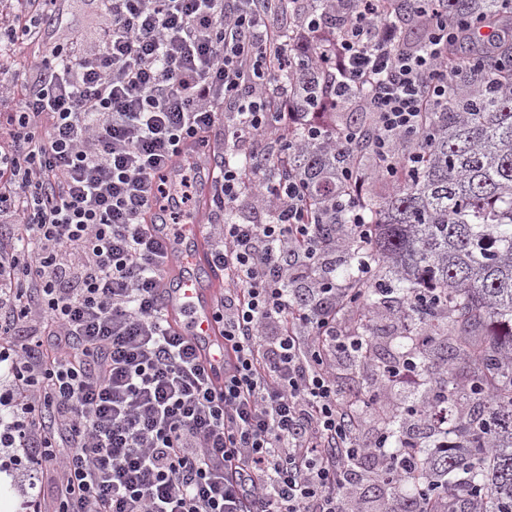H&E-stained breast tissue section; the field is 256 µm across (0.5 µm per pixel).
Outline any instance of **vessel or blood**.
<instances>
[{
	"mask_svg": "<svg viewBox=\"0 0 512 512\" xmlns=\"http://www.w3.org/2000/svg\"><path fill=\"white\" fill-rule=\"evenodd\" d=\"M161 218L156 209L148 215L164 254L154 290L156 304L175 332L190 342L211 378L223 380L224 338L214 318L223 270L207 253L209 228L200 219L173 225Z\"/></svg>",
	"mask_w": 512,
	"mask_h": 512,
	"instance_id": "obj_1",
	"label": "vessel or blood"
}]
</instances>
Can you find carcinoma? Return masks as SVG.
I'll list each match as a JSON object with an SVG mask.
<instances>
[{
	"label": "carcinoma",
	"mask_w": 512,
	"mask_h": 512,
	"mask_svg": "<svg viewBox=\"0 0 512 512\" xmlns=\"http://www.w3.org/2000/svg\"><path fill=\"white\" fill-rule=\"evenodd\" d=\"M456 18H493L499 0H445ZM453 75L448 102L423 113L431 134L418 171L381 200L365 198L373 234L364 259L390 269L407 293L431 290L447 311L448 348L466 362L429 380L432 393L447 401L445 434L459 441L431 460L419 454L415 468L392 484L407 500L421 487L439 485L427 512H512V40L493 43L486 56L461 68L448 55ZM280 90L316 105L313 120L334 131L340 112L315 84L297 85L290 73ZM299 169L309 185L311 210L347 197L336 179L340 163L316 143L305 148ZM432 341L403 336L400 356L428 373ZM489 388L493 399L467 413L457 405L474 396L471 385ZM495 442L487 458L482 448Z\"/></svg>",
	"instance_id": "obj_1"
}]
</instances>
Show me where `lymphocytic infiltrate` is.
Masks as SVG:
<instances>
[{
  "instance_id": "lymphocytic-infiltrate-1",
  "label": "lymphocytic infiltrate",
  "mask_w": 512,
  "mask_h": 512,
  "mask_svg": "<svg viewBox=\"0 0 512 512\" xmlns=\"http://www.w3.org/2000/svg\"><path fill=\"white\" fill-rule=\"evenodd\" d=\"M98 2L95 37L71 28L21 58L61 0H0V98L13 103L0 223L14 239L0 248V363L13 378L0 447L33 449V471H58L55 512H343L363 450L332 359L361 350L338 316L368 303L329 275L298 284L341 237L311 221L300 175L265 176L273 150H292L284 132L298 117L266 79L325 74L337 106L369 113L368 127L331 137L305 125L348 158L341 175L360 191L418 162L422 114L448 98V45L476 26L412 0L430 34L407 47L402 19L359 0L336 42L295 54L270 23L289 0ZM225 113L232 154L248 163L221 159L211 211L248 195L264 218L210 227L224 270L219 388L155 305L163 253L147 215L175 219L196 195L197 177L173 180L174 159ZM363 142L368 172L351 160Z\"/></svg>"
}]
</instances>
